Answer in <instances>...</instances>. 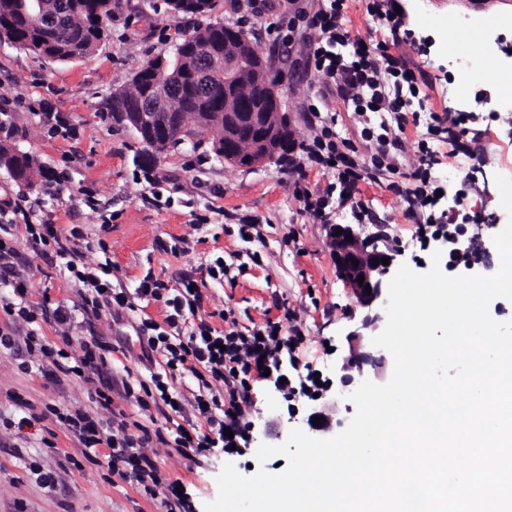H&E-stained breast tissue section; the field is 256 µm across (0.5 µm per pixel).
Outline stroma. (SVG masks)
I'll return each instance as SVG.
<instances>
[{
	"label": "stroma",
	"instance_id": "stroma-1",
	"mask_svg": "<svg viewBox=\"0 0 512 512\" xmlns=\"http://www.w3.org/2000/svg\"><path fill=\"white\" fill-rule=\"evenodd\" d=\"M414 2L403 3L414 41L399 52L425 79L420 95L427 110L398 131L396 170L360 180L350 200L337 205L331 221L350 224L355 211L366 210L363 233L384 226L401 249L399 263L424 272L435 251L428 213L407 214L398 190L406 186L416 163L418 141L427 139L430 114L468 110L475 115L466 136L469 155L455 154L451 141L428 139L437 160L432 174L443 183L447 197L462 198L469 234L490 240L491 228L507 221L495 177H512V109L497 108L499 89L493 79L454 80L445 45L449 18L463 15L476 21L488 7L512 18V0H428L422 12ZM283 11L280 0H268L264 17L244 33L270 61V77L281 78L285 107L301 143L312 134L303 110L319 82L304 70L306 43L296 44L288 59L279 58L267 27L279 22ZM215 22L235 25L231 0H216L213 11L202 16L172 15L164 0H122L107 39L83 59L53 62L0 43V100L7 102L16 127L13 135L0 133V142L27 153L36 170L27 183L0 168V205L26 197L35 207L37 223L57 225L66 235L80 232L77 247L94 245L87 261H108L113 286L127 293H134L148 275L171 288L184 275H193L203 301L189 317L188 328L205 319L221 330L233 324L244 331L282 320L285 310L294 311L304 339L296 350V364L285 366L284 374L292 380L307 374L332 379L346 354V336L355 327L350 318L354 298L336 275L323 221L306 209L303 197L322 194L335 183V170L306 162L296 173L279 159L249 170L217 159L204 132L196 135L198 147L180 144L158 153L135 130L117 124L109 110L113 93L127 87L146 60L170 57L185 35ZM42 112L60 113L65 132H52L39 120ZM328 116L334 130L350 140L359 161L368 162L371 148L360 137L361 117L336 98L330 101ZM151 178L159 184L164 205L147 200ZM245 217L259 229L248 240L238 232ZM12 232L29 274L32 302L72 308L73 342L96 336L112 344L106 372L116 383L113 410L128 422L166 429L161 414H148L135 400L125 399L121 386L122 378L136 384L158 371V364L142 360L133 325L139 316L163 322L164 304L139 301L136 316L117 322L105 312L85 314L77 307L79 297L68 273L27 249L24 225ZM179 239L184 253L168 252V245ZM218 255L228 268L221 283L209 279L204 268ZM19 397L39 409L48 404L73 409L89 406L90 387L79 380L54 383L31 366L26 351L0 347V512H165L160 500L145 497L131 482L109 478L106 466L72 467L68 456L80 454L74 439L53 418L27 421V409L15 403ZM246 413L248 442L231 456L213 448L192 460L161 443L149 444L163 482L183 486L190 512H204L205 504L216 498L217 476L225 463H233L246 477L262 469L282 472L287 459L275 456L259 463V446L282 444L290 430L309 428L308 399L283 398L268 381L253 383ZM41 469L53 473L54 488L40 484Z\"/></svg>",
	"mask_w": 512,
	"mask_h": 512
}]
</instances>
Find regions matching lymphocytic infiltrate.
Listing matches in <instances>:
<instances>
[{
  "mask_svg": "<svg viewBox=\"0 0 512 512\" xmlns=\"http://www.w3.org/2000/svg\"><path fill=\"white\" fill-rule=\"evenodd\" d=\"M289 13L312 31L305 60L307 70L316 76L321 86L317 104L309 105L308 121L315 128L310 142L301 146L302 155L316 164L335 169L340 185L339 194L324 192L307 200L306 206L320 217L333 211L334 199H348L365 173L379 175L391 170L394 157L390 152L398 138L394 124L404 123L407 113L424 111L417 88L420 80L406 61L394 54L393 49L412 40L413 32L403 15L396 11L400 0H367L366 11L374 23L388 32L385 40L374 44L352 36L343 23L348 0H319L311 8L303 0H285ZM337 97L354 112L365 115L387 112L393 122H380L378 127L367 126L361 131L365 140L374 144L370 168L360 167L353 156L342 149L341 142L320 106L329 97ZM418 164L410 174L411 187L405 188L403 198L409 210L432 208L438 203V185L432 175L434 159L427 142L417 145ZM33 208L26 197L6 201L0 207V289H9V296H0V309L7 315L33 322L28 299L26 277L18 262V252L4 238L8 225L4 216L13 214L25 218L26 242L33 252L54 253L68 270L80 298V308L87 313L134 310L135 305L125 291L113 288L111 280L96 275L85 260L84 252L72 245L70 237L58 234L53 225L36 224L30 217ZM193 278H185L177 293L152 276H145L137 294L140 298L163 302L167 314L163 323L143 320L139 333L144 336L149 353L161 356V372L151 374L149 382L139 388H126V396L143 391L166 418L176 419L169 443L182 456L205 454L209 448L223 446L231 450L233 442L246 440L248 423L245 409L251 402V383L263 379L265 371H279L283 361H295L296 347L303 341L301 329L295 325V315L284 312L281 323L270 322L264 328L242 332L236 329L217 330L209 323H200L189 337L178 332L188 314L200 306L202 295L194 290ZM59 328L61 346L41 342L36 332H28L24 343L29 353L37 357V369L44 376L60 382L80 379L92 386L91 400L94 410L77 408L55 412L56 423L78 443L85 461L95 464L106 459L110 474L136 483L145 496L161 497L166 512H185L184 497L177 492L176 483H164L155 463L145 451L151 441L149 433L133 434L128 423L113 414L112 379L105 376L107 356L111 344L91 338L81 341L77 355L67 351L72 339L68 328L73 316L63 305L52 312ZM203 368L207 374L197 394L186 396L177 391L174 383L178 376ZM206 423L207 432H200L199 423ZM107 448V456H100V448Z\"/></svg>",
  "mask_w": 512,
  "mask_h": 512,
  "instance_id": "f902f5d3",
  "label": "lymphocytic infiltrate"
}]
</instances>
